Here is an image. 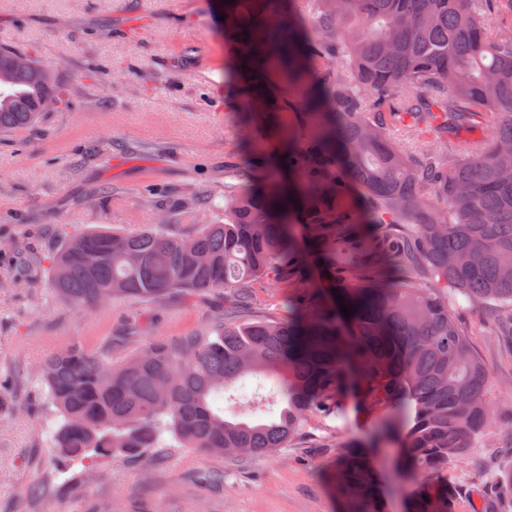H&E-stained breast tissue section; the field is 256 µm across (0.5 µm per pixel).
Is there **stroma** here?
Here are the masks:
<instances>
[{
    "label": "stroma",
    "instance_id": "obj_1",
    "mask_svg": "<svg viewBox=\"0 0 512 512\" xmlns=\"http://www.w3.org/2000/svg\"><path fill=\"white\" fill-rule=\"evenodd\" d=\"M0 44L35 52L73 92L70 111H47L38 128L0 139V512H345L330 474L353 444L380 472L387 512H403L410 481L372 442L379 410L350 389L342 411L312 416L272 456L153 448L136 461L56 471L44 358L81 347L122 361L205 329L231 298L175 292L76 313L49 285L62 237L162 222L170 234L191 232L196 219L181 199L223 194L225 167L267 148L272 135L244 134L227 111L238 87L224 79L212 0H0ZM116 70L126 74L118 88ZM147 184L163 190L169 218L141 197ZM456 314L488 373L492 427L448 467L453 510L475 512L487 498L495 512H512V498L496 489L512 464V335L495 333L485 307L463 304Z\"/></svg>",
    "mask_w": 512,
    "mask_h": 512
}]
</instances>
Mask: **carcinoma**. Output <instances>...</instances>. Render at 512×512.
Here are the masks:
<instances>
[{
    "mask_svg": "<svg viewBox=\"0 0 512 512\" xmlns=\"http://www.w3.org/2000/svg\"><path fill=\"white\" fill-rule=\"evenodd\" d=\"M497 4L215 0L224 79L248 87L239 125L273 114L271 151L232 169L224 204L189 197L222 222L202 220L188 235L159 224L64 236L51 289L80 313L218 289L232 290L234 306L205 333L119 363L79 348L46 358L55 460L92 469L168 439L207 455L271 456L311 413L339 411L352 377L384 409L378 442L419 477L405 512H448V464L490 423L487 373L452 307L460 298L497 306L512 328V33L495 25ZM21 54L0 46V133L34 126L47 99L58 112L72 104L44 64L16 68ZM478 128L491 132L481 152L463 137ZM393 131L432 134L438 145L412 156ZM273 156L284 158L288 183L265 172ZM307 251L333 288L311 278ZM265 283L301 306L282 320H237L251 286ZM254 377L273 382L278 414L226 418L224 394ZM333 479L347 512H383L363 450H346Z\"/></svg>",
    "mask_w": 512,
    "mask_h": 512,
    "instance_id": "carcinoma-1",
    "label": "carcinoma"
}]
</instances>
